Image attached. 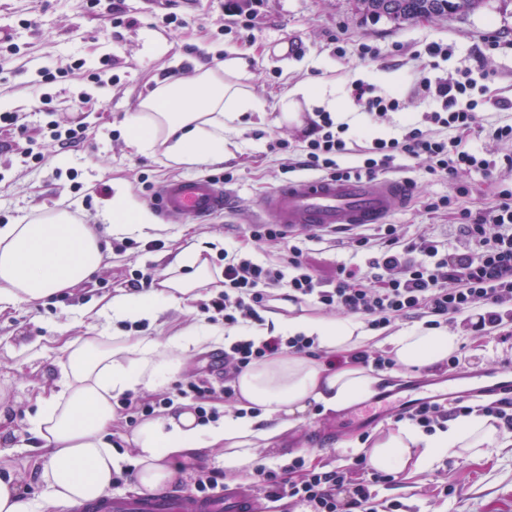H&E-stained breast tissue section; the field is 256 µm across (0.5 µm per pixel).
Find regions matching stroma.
<instances>
[{
  "mask_svg": "<svg viewBox=\"0 0 512 512\" xmlns=\"http://www.w3.org/2000/svg\"><path fill=\"white\" fill-rule=\"evenodd\" d=\"M111 2L101 0L97 12L91 13L83 0H0V36L11 34L14 46L0 54V68L6 73L0 79V113L18 117L16 129L0 132V225L24 224L59 209L84 223L99 224L116 185H124L136 203L148 207L165 180L189 175L232 174L225 188L241 207L205 222L189 216L160 220L159 231L146 240L111 239L112 262L95 278L55 294L45 304L19 303L0 313V406L20 430L37 412L39 395L59 381L64 343L91 336L84 311L99 307L112 294L130 291L136 271H167L173 240L183 229H190L193 240L207 248L217 274L224 269L225 253L243 250L268 262L286 250L283 240L254 242L250 230L256 201L291 179L288 165L299 159L312 115L319 109L317 103L302 100L295 119L282 121L277 104L294 84L325 79L335 87L337 100L348 104L354 101L351 85L357 80L372 85L376 95L399 94L402 109L377 119L372 136L388 137L416 123L426 133L446 138L448 129L423 122V113L435 105L415 96L412 84L420 76L456 78L470 72L485 88L477 108L482 130L473 141L498 157H512V143L493 141L489 135L493 127L512 124V0H483L465 16L401 24L363 14L356 0H265L246 24L225 14L224 0H125L133 23L121 28L111 25ZM171 11L185 18L187 27H165L161 17ZM491 33L508 46L488 56L483 39ZM432 42L450 46V54L428 57L425 47ZM363 43L374 48V56H361ZM230 49L247 60L250 89L267 105L265 119L252 115L243 120L238 151L220 163L181 167L167 166L157 156L130 153L124 119L146 95L148 79L191 76L194 62H211ZM77 59L90 69L107 67L111 83L100 88L78 73L40 85L41 65L64 67ZM86 95L91 98L87 104L82 101ZM44 96L49 106H42ZM51 119L84 126L86 139L76 148L50 154L45 163H33L27 153L39 148L43 127ZM276 138L286 140L287 149H271ZM393 174L415 184L411 204L395 210L391 218L401 234L410 239L435 237L458 253L472 250V243L456 230L451 211L427 208L447 194V176L428 175L421 165L404 159L397 161ZM308 259L315 275L331 279L337 262L362 266L368 256L353 253L340 237L314 245ZM217 294L214 288L202 290L187 308L147 323L146 334L173 336L209 325L203 306ZM458 358L455 366L422 374L420 380L431 392L448 393V405L479 404L472 384L495 380L499 370L512 366V323L503 322L487 336H462ZM372 407L368 400L339 413L312 407L307 423L289 432L281 445L289 457H304L312 466H347L359 453L361 435L374 434L398 419L394 407L373 422H361V414ZM314 432L325 435L327 445H311ZM31 455L30 449H14L12 456L0 459V474L12 475L38 503V512H67L48 502L32 475ZM373 492L378 512H389L395 501L400 512H512V450L482 458H447L423 474H402L395 484L374 486Z\"/></svg>",
  "mask_w": 512,
  "mask_h": 512,
  "instance_id": "obj_1",
  "label": "stroma"
}]
</instances>
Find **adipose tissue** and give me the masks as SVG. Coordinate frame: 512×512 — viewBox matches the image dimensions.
<instances>
[{"label": "adipose tissue", "instance_id": "adipose-tissue-1", "mask_svg": "<svg viewBox=\"0 0 512 512\" xmlns=\"http://www.w3.org/2000/svg\"><path fill=\"white\" fill-rule=\"evenodd\" d=\"M243 58L231 56L216 66L201 65L188 80H158L126 121V140L137 155L161 154L166 165L192 166L220 161L228 153L240 117L265 118L266 106L252 94ZM336 105L340 119L352 114L336 104V94L322 80L299 83L279 101L283 120L295 117L298 99ZM113 236H152L150 212L117 187L105 215ZM109 246L89 224L64 210L25 224L0 226V311L23 302L38 305L59 291L88 281L104 264ZM173 262L184 274L153 281L141 292L112 295L96 318L157 321L199 297L216 279L208 258L196 245L180 246ZM264 324H251L242 336L262 342L273 335L312 338L328 353H352L370 346L371 334L356 319L330 320L298 312L276 300ZM224 328L208 326L161 340L154 336H119L104 332L67 343L60 363L57 391L40 397V410L29 431L40 455L34 463L48 500L68 508L111 496L112 476L132 464L143 491L166 487L176 477L178 460L212 449L214 462L235 478L251 471L256 451L304 424L312 406L340 411L369 399L378 382L371 368L279 352L235 375L233 408L222 421L198 424L195 414L171 406L142 422L129 442L132 456L116 452L110 442L115 406L122 396L142 395L172 383L184 358L227 344ZM385 346L401 374L443 369L458 352L460 337L447 326L415 327L386 337ZM512 447V433L494 418L474 413L448 420L446 428L427 434L407 420L389 423L366 450L379 471L421 473L449 455L479 456Z\"/></svg>", "mask_w": 512, "mask_h": 512}]
</instances>
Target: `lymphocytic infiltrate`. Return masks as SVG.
<instances>
[{
  "label": "lymphocytic infiltrate",
  "mask_w": 512,
  "mask_h": 512,
  "mask_svg": "<svg viewBox=\"0 0 512 512\" xmlns=\"http://www.w3.org/2000/svg\"><path fill=\"white\" fill-rule=\"evenodd\" d=\"M474 82L468 76L457 79L421 77L414 93L421 98L439 101V110L426 113V121L452 130V137L438 139L420 128L412 127L401 136L374 138L356 164H342L349 148L346 125L337 123L328 112L317 113L311 125L315 134L308 141L298 169L323 173L332 178L372 179L391 171L398 157L423 163L428 174L455 176L469 170L487 180H499L494 202L480 212L460 207L473 188L453 184L447 195L429 203L431 211L455 208L462 235L476 245L475 252L458 254L444 243L422 237L406 239L395 225H377L374 234L358 233L350 238L354 251L370 252L367 269L341 263L336 277H317L307 262L311 244L322 242L324 232L288 238L286 228L277 224H256L251 228L253 241L288 239L287 251L278 263L258 262L246 253L224 258V290L211 301L225 325L235 326L261 321L269 301L277 291L286 299L301 303L307 300L324 310L364 319L369 329L386 328L392 321L411 315L423 318L426 327L434 328L455 321L473 308L482 313L473 332L494 328L503 315L512 313V185L501 180L503 169L512 170V158L498 161L492 153L471 147L468 138L478 125V103L473 98ZM314 343L302 336L270 337L262 344L239 339L224 350L225 373H237L263 358L281 351L312 354ZM233 399L230 385H214L209 371L174 387L171 395L156 403L143 404L141 413L149 417L158 408L172 404L174 398L191 399L202 422L217 419L216 410L206 403L215 393ZM347 480L343 470L324 471L307 466L304 458L272 468L258 465L251 473V484L269 501L289 499L299 512H376L373 485L394 483L393 475L375 472L355 484L349 498L340 500L336 491Z\"/></svg>",
  "instance_id": "f902f5d3"
}]
</instances>
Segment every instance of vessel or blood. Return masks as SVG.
I'll return each instance as SVG.
<instances>
[{"label":"vessel or blood","mask_w":512,"mask_h":512,"mask_svg":"<svg viewBox=\"0 0 512 512\" xmlns=\"http://www.w3.org/2000/svg\"><path fill=\"white\" fill-rule=\"evenodd\" d=\"M414 193L404 178L383 177L369 183L361 179H300L265 195L261 215L274 222L311 229L343 225L381 224L398 206H406ZM232 203L223 185L209 178L167 182L157 193L156 208L167 219L189 214L206 218ZM96 512H260V497L252 487H231L209 499L191 494H146L126 503L115 499L95 507Z\"/></svg>","instance_id":"obj_1"}]
</instances>
